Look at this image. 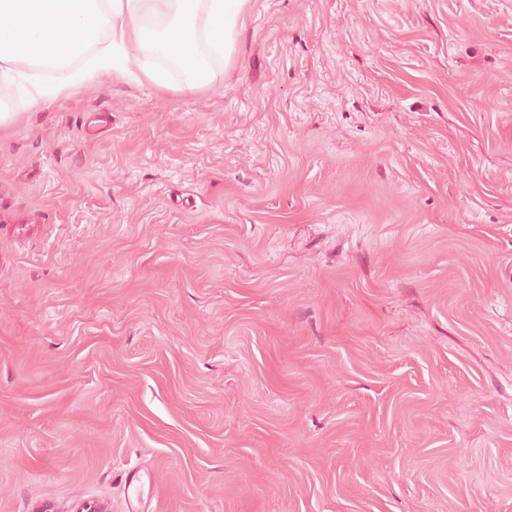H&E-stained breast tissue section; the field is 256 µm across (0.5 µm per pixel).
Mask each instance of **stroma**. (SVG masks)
Returning <instances> with one entry per match:
<instances>
[{"label":"stroma","mask_w":512,"mask_h":512,"mask_svg":"<svg viewBox=\"0 0 512 512\" xmlns=\"http://www.w3.org/2000/svg\"><path fill=\"white\" fill-rule=\"evenodd\" d=\"M219 78L0 120V512H512V0H249Z\"/></svg>","instance_id":"stroma-1"}]
</instances>
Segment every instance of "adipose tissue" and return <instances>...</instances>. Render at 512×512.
<instances>
[{
    "mask_svg": "<svg viewBox=\"0 0 512 512\" xmlns=\"http://www.w3.org/2000/svg\"><path fill=\"white\" fill-rule=\"evenodd\" d=\"M248 0H0V83H21L26 103L47 99L37 82L23 83L17 65L38 64L63 71L64 85L108 77L126 80L140 73L165 86L148 57L174 60L189 89L212 83L216 55H230ZM104 35L97 52L91 37ZM205 38L208 50L192 44ZM90 56L86 71L68 74L70 63Z\"/></svg>",
    "mask_w": 512,
    "mask_h": 512,
    "instance_id": "1",
    "label": "adipose tissue"
}]
</instances>
